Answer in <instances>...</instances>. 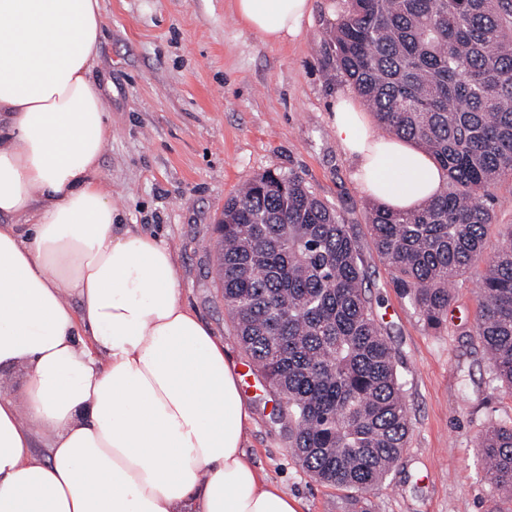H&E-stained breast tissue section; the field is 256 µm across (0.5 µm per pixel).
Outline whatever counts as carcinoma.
<instances>
[{
	"label": "carcinoma",
	"mask_w": 512,
	"mask_h": 512,
	"mask_svg": "<svg viewBox=\"0 0 512 512\" xmlns=\"http://www.w3.org/2000/svg\"><path fill=\"white\" fill-rule=\"evenodd\" d=\"M336 66L390 137L444 172L410 211L367 213L391 283L420 318L448 321L477 261L475 333L512 396V231L485 256L491 190L512 177V0H350ZM216 276L245 354L279 400L290 448L320 482L366 496L406 448L405 380L364 286L351 227L295 173L265 171L224 201ZM491 486L512 495V425L478 438Z\"/></svg>",
	"instance_id": "obj_1"
}]
</instances>
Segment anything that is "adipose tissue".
Here are the masks:
<instances>
[{
    "mask_svg": "<svg viewBox=\"0 0 512 512\" xmlns=\"http://www.w3.org/2000/svg\"><path fill=\"white\" fill-rule=\"evenodd\" d=\"M310 10L234 0L268 43ZM102 28L100 0H0V512H297L246 456L235 365L183 303L171 247L114 221ZM333 129L374 200L411 210L439 188L351 97Z\"/></svg>",
    "mask_w": 512,
    "mask_h": 512,
    "instance_id": "obj_1",
    "label": "adipose tissue"
}]
</instances>
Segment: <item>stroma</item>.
<instances>
[{
  "label": "stroma",
  "instance_id": "obj_1",
  "mask_svg": "<svg viewBox=\"0 0 512 512\" xmlns=\"http://www.w3.org/2000/svg\"><path fill=\"white\" fill-rule=\"evenodd\" d=\"M101 8L92 77L112 123L101 171L121 223L173 249L184 303L236 365L247 362L215 279L214 226L225 198L257 174L297 173L352 226L367 294L406 381L407 446L360 503L316 481L292 453L259 376L241 385L256 469L297 512H512V495L491 491L476 446L487 423H512V397L473 334L483 267L456 280L447 323L428 327L391 286L366 222L372 199L332 129L337 95L354 93L331 47L348 0H313L301 34L282 44L244 27L233 0H101Z\"/></svg>",
  "mask_w": 512,
  "mask_h": 512
}]
</instances>
